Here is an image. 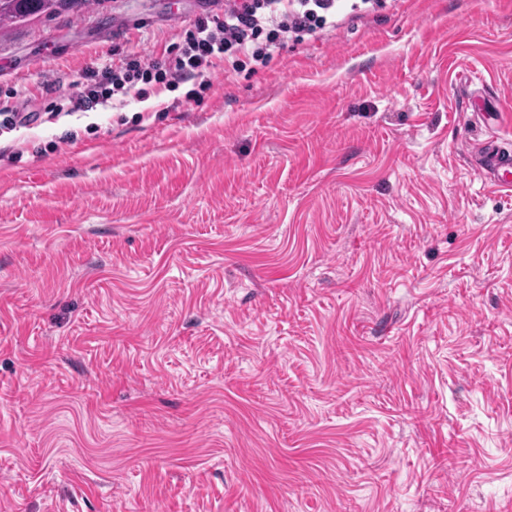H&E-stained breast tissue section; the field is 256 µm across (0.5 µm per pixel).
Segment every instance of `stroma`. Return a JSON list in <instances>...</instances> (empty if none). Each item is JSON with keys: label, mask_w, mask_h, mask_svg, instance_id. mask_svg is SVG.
I'll list each match as a JSON object with an SVG mask.
<instances>
[{"label": "stroma", "mask_w": 512, "mask_h": 512, "mask_svg": "<svg viewBox=\"0 0 512 512\" xmlns=\"http://www.w3.org/2000/svg\"><path fill=\"white\" fill-rule=\"evenodd\" d=\"M209 7L0 30V512H512V191L467 155L512 141V0L66 111Z\"/></svg>", "instance_id": "obj_1"}]
</instances>
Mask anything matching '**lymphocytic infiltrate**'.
I'll return each instance as SVG.
<instances>
[{
    "mask_svg": "<svg viewBox=\"0 0 512 512\" xmlns=\"http://www.w3.org/2000/svg\"><path fill=\"white\" fill-rule=\"evenodd\" d=\"M343 10L344 0H224L223 12L189 19L178 41L163 52L135 55L113 48L111 64L86 71L73 109L86 112L114 99H142L152 83L173 90L191 81L208 90L216 68L229 74L248 59L266 64L289 35L319 33L336 25Z\"/></svg>",
    "mask_w": 512,
    "mask_h": 512,
    "instance_id": "obj_1",
    "label": "lymphocytic infiltrate"
}]
</instances>
